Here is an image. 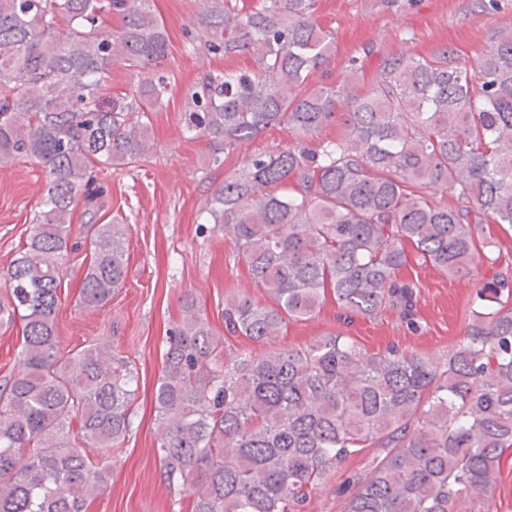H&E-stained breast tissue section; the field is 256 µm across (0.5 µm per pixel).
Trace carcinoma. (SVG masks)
<instances>
[{
    "label": "carcinoma",
    "instance_id": "cac0c4a2",
    "mask_svg": "<svg viewBox=\"0 0 512 512\" xmlns=\"http://www.w3.org/2000/svg\"><path fill=\"white\" fill-rule=\"evenodd\" d=\"M147 0H0V165L30 159L48 174L26 244L7 273L0 326L21 325L18 369L0 384V512H88L110 471L107 453L130 429L138 390L131 362L93 345L60 351L56 315L74 204L104 193L112 168L154 149L149 113L169 79L158 74L107 101L116 61L146 69L167 54ZM317 0H207L194 37L211 53L249 55L254 68L206 73L185 128L212 163L272 126L297 145L247 158L206 210L273 305L224 302L228 333L265 342L312 316L331 294L346 318L399 312L421 331L411 253L469 278L499 257L482 250L512 226V28H499L476 66L443 46L379 57L364 84L309 75L336 52ZM116 12L123 24L100 23ZM329 125L334 140L308 142ZM440 191L454 203L436 199ZM91 259L82 304L100 308L125 282L123 232L85 224ZM169 330L152 395L156 453L193 512H304L332 472L379 449L342 512H489L512 450V270L482 283L465 336L439 356L397 347L370 353L341 332L310 344L226 355L194 299Z\"/></svg>",
    "mask_w": 512,
    "mask_h": 512
}]
</instances>
